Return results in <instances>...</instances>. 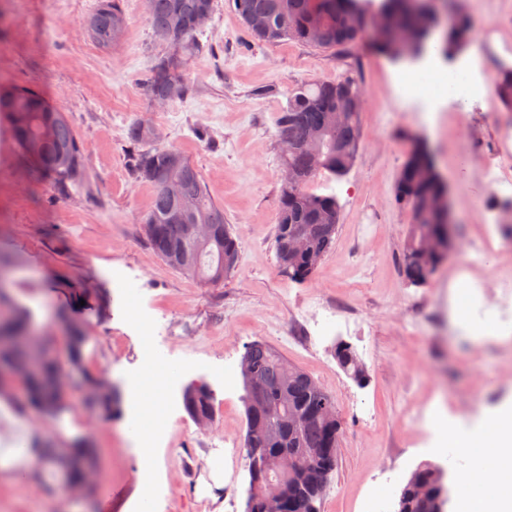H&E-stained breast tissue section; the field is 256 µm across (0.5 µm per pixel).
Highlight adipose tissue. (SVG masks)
Wrapping results in <instances>:
<instances>
[{
    "mask_svg": "<svg viewBox=\"0 0 512 512\" xmlns=\"http://www.w3.org/2000/svg\"><path fill=\"white\" fill-rule=\"evenodd\" d=\"M139 417L135 428L138 475L142 498L151 494L149 476L156 463L153 443L160 433L156 405L133 396ZM440 447L455 449L469 465L461 476L455 512H512V401L489 410L472 428L449 427L441 411L430 419Z\"/></svg>",
    "mask_w": 512,
    "mask_h": 512,
    "instance_id": "adipose-tissue-1",
    "label": "adipose tissue"
}]
</instances>
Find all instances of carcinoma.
I'll return each instance as SVG.
<instances>
[{
	"instance_id": "1",
	"label": "carcinoma",
	"mask_w": 512,
	"mask_h": 512,
	"mask_svg": "<svg viewBox=\"0 0 512 512\" xmlns=\"http://www.w3.org/2000/svg\"><path fill=\"white\" fill-rule=\"evenodd\" d=\"M236 10L248 33L270 44L295 40L321 51L347 52L358 47L368 31L369 0H234ZM214 0H146L147 15L153 35L167 41L180 33V54L192 56L199 51L194 27L201 13H212ZM376 7L387 12L386 37L370 42L372 52L387 57L399 37L412 38L410 45L396 52L395 60L414 62L436 50L444 61L457 56L476 34L475 21L457 9L454 0H377ZM455 13L452 24L441 14ZM266 21L263 28L248 23L250 16ZM88 36L101 48L117 46L124 35L126 19L116 0H96ZM181 83V96L189 85L178 68L161 62L146 78L147 95L154 101L166 99L170 81ZM493 86L504 109L512 112V66L498 69ZM362 94L360 86L348 79L302 84L288 92V104L281 113L277 136L288 140V168L295 171V183H281L274 249L280 271L292 281H308L317 264L307 262L302 254L288 250V237L294 232L308 235L307 251L326 255L335 242L339 224V204L332 194H318L311 188L314 179L327 173L336 174V141L359 138L358 112L351 113L346 126L329 125L328 116L336 110L340 97ZM0 123L6 125L19 159L37 179H46L58 189L76 188L82 181L84 150L77 134L63 113L57 111L39 91L27 87L0 90ZM320 140L307 146L314 132ZM148 126L133 122L126 129V139L133 149L132 172L139 181L154 189L149 210L143 217L147 240L155 253L176 272L204 284L219 285L235 268H224V255L239 254V238L224 223V209L210 198L199 170L178 150L156 143ZM177 176L185 186L184 195L172 198L163 193L162 184ZM399 178L407 180L411 191L399 205L410 215L409 233L402 252V270L415 286L428 284L440 261L419 251L424 234L445 228L440 215L431 211V202L444 188L409 155ZM212 224L218 237L208 243L191 241V226ZM0 288V347L15 341L7 354L19 366L29 361L32 344L29 312L22 307L4 308ZM64 353L51 352L40 362L39 375L25 381L21 405L52 417L68 400L67 390L55 385L62 367L81 375L86 407L108 418L117 415L123 394L105 378L83 369V349L87 334L81 324L70 322L66 329ZM334 355L343 372L363 385L368 371L352 347L336 343ZM242 358L248 361L265 383L258 401L248 384L245 391L246 434L244 448H257L261 458L244 454L249 475L248 498L251 512H264L266 499L275 492L288 496L287 512H322L327 484L338 467L333 456L336 437L342 435V420L336 397L318 385L307 372L296 368L264 341L244 346ZM288 403L283 408L282 403ZM331 406L325 415L323 405ZM183 406L196 422L214 416V397L208 385L194 384L183 391ZM299 420L291 422L288 411ZM35 458L41 465L63 466L56 449L44 439L32 442ZM293 456L298 466L289 478H282L272 460ZM441 463H423L409 475L400 490L395 512H436L441 495Z\"/></svg>"
}]
</instances>
